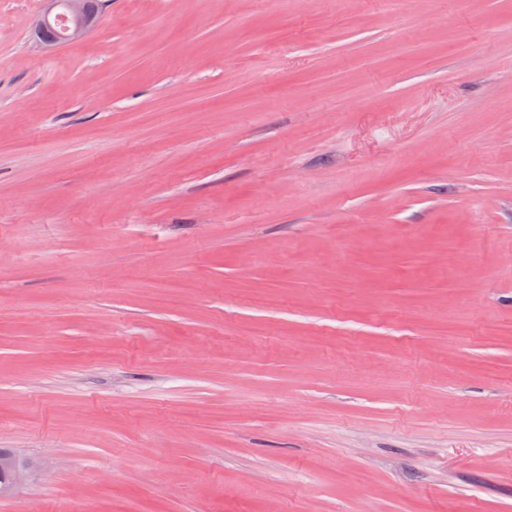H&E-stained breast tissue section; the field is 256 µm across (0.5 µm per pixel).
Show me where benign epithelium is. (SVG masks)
I'll use <instances>...</instances> for the list:
<instances>
[{
  "mask_svg": "<svg viewBox=\"0 0 512 512\" xmlns=\"http://www.w3.org/2000/svg\"><path fill=\"white\" fill-rule=\"evenodd\" d=\"M49 7L35 22V30L47 47L86 37L98 24L100 17L87 10L85 0H46ZM12 472L10 483L0 486V499L14 496L18 487L41 478L39 463L18 455L0 463Z\"/></svg>",
  "mask_w": 512,
  "mask_h": 512,
  "instance_id": "benign-epithelium-1",
  "label": "benign epithelium"
}]
</instances>
